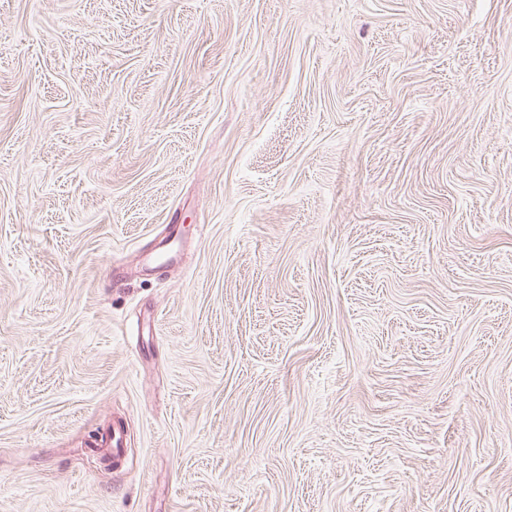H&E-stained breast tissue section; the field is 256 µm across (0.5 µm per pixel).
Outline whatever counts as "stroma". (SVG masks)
Listing matches in <instances>:
<instances>
[{
	"label": "stroma",
	"mask_w": 512,
	"mask_h": 512,
	"mask_svg": "<svg viewBox=\"0 0 512 512\" xmlns=\"http://www.w3.org/2000/svg\"><path fill=\"white\" fill-rule=\"evenodd\" d=\"M0 512H512V0H0Z\"/></svg>",
	"instance_id": "obj_1"
}]
</instances>
